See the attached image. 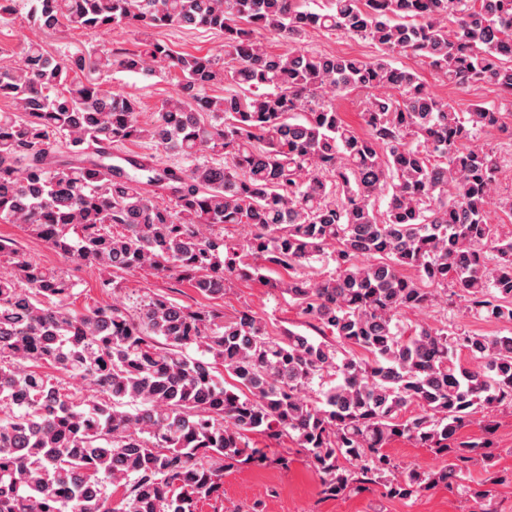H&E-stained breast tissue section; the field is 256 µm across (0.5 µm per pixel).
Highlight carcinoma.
Wrapping results in <instances>:
<instances>
[{
	"instance_id": "cac0c4a2",
	"label": "carcinoma",
	"mask_w": 512,
	"mask_h": 512,
	"mask_svg": "<svg viewBox=\"0 0 512 512\" xmlns=\"http://www.w3.org/2000/svg\"><path fill=\"white\" fill-rule=\"evenodd\" d=\"M31 19L48 32L204 28L224 44L179 53L146 37L60 60L32 43L0 66V223L95 266L104 290L146 268L208 299L257 280L320 338H273L248 312L226 319L164 295L134 314L115 301L78 311L67 274L0 238V512H199L224 493V472L267 461L252 434L294 439L326 497L444 487L494 512L496 449L458 431L512 405V335L399 316L448 303L452 287L468 313L512 325V236L488 219L494 205L512 221V197L495 198L497 158L470 145L476 130L512 138V126L492 106L457 111L389 57L512 97V0H326L320 12L305 0H34ZM256 30L290 43L342 32L378 54L274 50ZM115 62L177 79L151 125L136 98L104 87ZM353 92L369 96L361 132L334 104ZM143 138L224 163H112V145ZM240 225L243 245L224 237ZM320 256L336 269L311 278ZM330 373L336 383L309 395ZM78 377L98 396L67 385ZM400 439L441 464L396 463L387 447ZM476 464L487 477L474 487Z\"/></svg>"
}]
</instances>
